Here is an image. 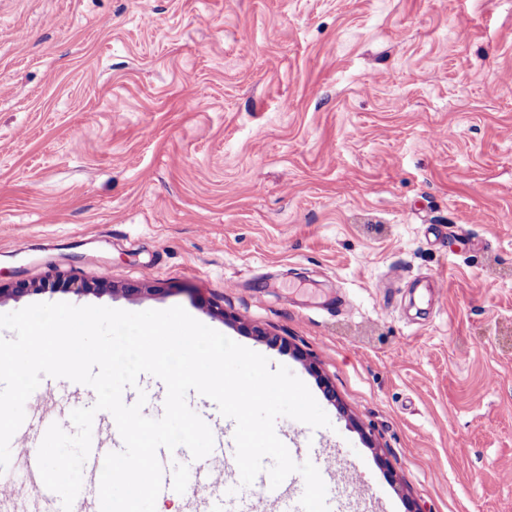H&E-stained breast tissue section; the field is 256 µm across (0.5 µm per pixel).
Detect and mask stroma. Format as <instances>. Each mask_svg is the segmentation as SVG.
I'll return each mask as SVG.
<instances>
[{
  "instance_id": "obj_1",
  "label": "stroma",
  "mask_w": 512,
  "mask_h": 512,
  "mask_svg": "<svg viewBox=\"0 0 512 512\" xmlns=\"http://www.w3.org/2000/svg\"><path fill=\"white\" fill-rule=\"evenodd\" d=\"M60 275L115 290L0 314L179 305L289 368L345 512H512V0H0V281Z\"/></svg>"
}]
</instances>
